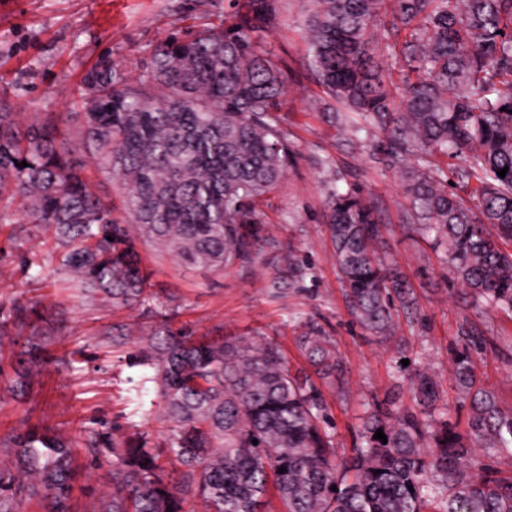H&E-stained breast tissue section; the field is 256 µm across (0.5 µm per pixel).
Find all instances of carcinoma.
Instances as JSON below:
<instances>
[{"instance_id":"cac0c4a2","label":"carcinoma","mask_w":512,"mask_h":512,"mask_svg":"<svg viewBox=\"0 0 512 512\" xmlns=\"http://www.w3.org/2000/svg\"><path fill=\"white\" fill-rule=\"evenodd\" d=\"M280 2L230 0L229 20L166 38L135 79L108 56L86 74L80 141L120 183L126 224L82 177L57 116L25 121L0 96V202L25 201L23 223L52 234L71 288L151 317L112 331L132 344L129 366L151 369L145 382L166 433L159 442L147 428L88 431L95 460L111 463L90 512H194L197 501L204 512H260L271 489L278 512H512V407L478 385L483 341L472 328L461 327L451 356L469 402L465 432L375 409L340 458L319 389L289 373L277 343L176 325L179 306L161 301L142 267L133 224L190 265L222 270L264 253L272 295L305 289L309 268L266 234L261 211L293 154L281 115L287 80L261 49ZM306 2L307 59L321 88L306 111L340 134L375 135L374 153L400 167L406 226L443 250L476 300L512 317V0ZM440 156L458 163L447 173ZM381 222L353 186L325 200L351 313L388 338L396 305L409 310L414 298L378 252ZM36 311L0 304V340ZM294 345L320 379L343 388L341 355L319 326ZM49 363L35 341L16 355L15 395L26 397ZM412 384L420 405L433 406L434 377L420 371ZM379 429L385 444L374 438ZM9 442L0 512H23L33 500L43 512H76L74 442L40 425Z\"/></svg>"}]
</instances>
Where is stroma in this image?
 <instances>
[{
    "instance_id": "1",
    "label": "stroma",
    "mask_w": 512,
    "mask_h": 512,
    "mask_svg": "<svg viewBox=\"0 0 512 512\" xmlns=\"http://www.w3.org/2000/svg\"><path fill=\"white\" fill-rule=\"evenodd\" d=\"M280 16L265 44L277 55L288 84L314 89L304 42L302 0H282ZM196 0H0V94L17 111L54 112L63 132L78 133L81 110L74 101L85 74L104 54L127 75L143 73L154 48L170 34L201 27ZM285 114L293 146L285 178L263 207V221L273 238L292 244L307 261L311 276L304 292L288 299L272 298L273 271L266 256L221 270L182 265L171 253L146 239L137 246L156 288L180 298V319L198 333L222 326L225 337L260 335L276 341L292 373L313 370L294 347V338L314 323L331 336L342 355L343 389L322 387L321 393L338 455L355 448L360 417L367 404L395 401L414 410L410 381L415 372L434 375L449 424L465 429L468 407L458 396L450 350L458 345V327L469 321L485 335L486 352L479 365L485 385L512 405V320L484 309L454 282L442 255L404 227L407 205L396 170L372 158L368 145L342 141L320 117L306 111L300 98L289 97ZM76 158L95 194L112 205V215L126 221L119 183L87 161L83 146ZM360 187L377 205L384 227L378 248L397 262L417 301L410 314H397L393 337L382 340L354 320L333 258V245L322 221L331 188ZM12 225L0 226V303L37 297L44 304L36 320L53 363L43 371L29 400H13L0 379V458L9 455L12 430L28 423L58 426L70 432L100 419L123 430L148 427L161 434L158 421H144L141 407L150 395L141 391L149 369L129 367L130 345L101 341L102 330L136 321L138 311L113 308L68 290L53 268L32 279L21 267L19 248L9 236ZM73 499L77 512L103 492L107 464L93 463L77 448Z\"/></svg>"
}]
</instances>
